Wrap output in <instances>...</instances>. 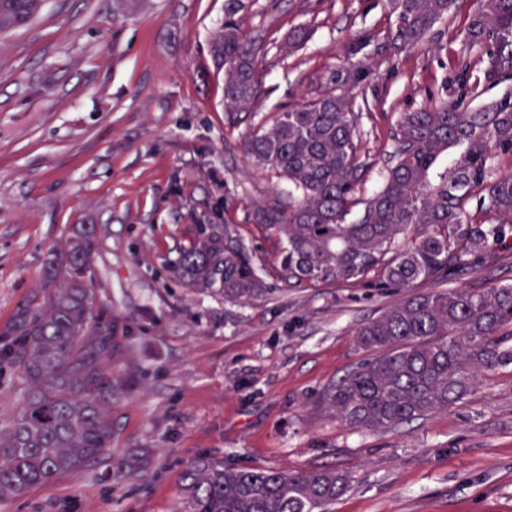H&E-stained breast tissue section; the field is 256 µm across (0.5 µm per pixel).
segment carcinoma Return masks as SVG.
<instances>
[{
  "instance_id": "1",
  "label": "carcinoma",
  "mask_w": 512,
  "mask_h": 512,
  "mask_svg": "<svg viewBox=\"0 0 512 512\" xmlns=\"http://www.w3.org/2000/svg\"><path fill=\"white\" fill-rule=\"evenodd\" d=\"M43 0H0V32L34 19ZM456 0H389L397 52L432 33ZM226 0L212 43L224 68V111L239 112L260 88L257 40ZM458 62L462 94L512 76V0H483L465 31ZM482 76L469 78L473 63ZM346 93L323 90L260 124L245 140L256 166L288 182L259 202L253 223L281 243V269L297 283H356L404 289L418 280L449 283L512 254V172L495 173L512 155V101L470 109L457 101L400 113L391 131L381 186L359 199L369 164L360 160V113ZM476 213H471V203ZM363 205L356 218L347 217ZM486 220H476V215ZM97 236L79 224L54 250L40 285L0 328V375L18 393L0 423V502L98 462L112 448V403L129 388L114 369L126 328L94 291ZM183 283L248 303L266 295L255 255L234 224H197L175 266ZM369 353L329 383L318 404L346 426L394 429L460 405L475 383L512 364V284L483 290L412 294L360 325ZM350 476L337 469L296 472L239 469L202 457L180 477L186 512H327Z\"/></svg>"
}]
</instances>
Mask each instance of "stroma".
Instances as JSON below:
<instances>
[{"mask_svg":"<svg viewBox=\"0 0 512 512\" xmlns=\"http://www.w3.org/2000/svg\"><path fill=\"white\" fill-rule=\"evenodd\" d=\"M480 0H457L434 39L397 53L388 0H250L237 22L262 39L263 85L236 118L211 52L224 0H44L0 35V326L40 282L50 250L95 225L99 302L126 324L115 373L110 458L0 503V512H185L183 469L202 456L237 468H338L330 512H512V365L467 400L397 429L355 431L318 393L367 354L357 327L403 299L366 283L295 284L276 238L250 213L281 178L242 144L259 122L371 70L360 128L380 183L399 113L458 97L463 33ZM309 36L289 47L288 33ZM237 225L266 296L242 305L170 270L198 224ZM138 448L148 464L114 470Z\"/></svg>","mask_w":512,"mask_h":512,"instance_id":"stroma-1","label":"stroma"}]
</instances>
